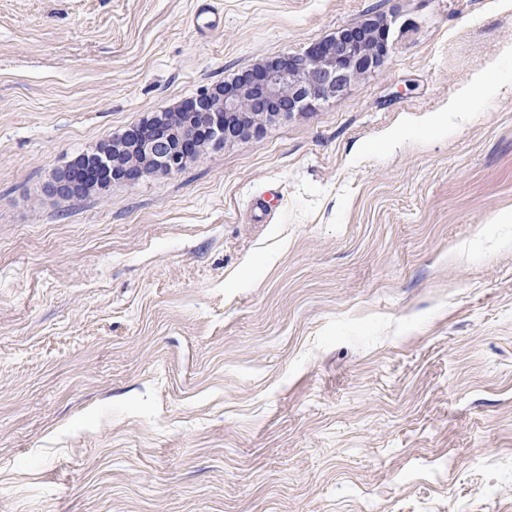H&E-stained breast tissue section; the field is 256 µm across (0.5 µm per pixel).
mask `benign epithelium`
<instances>
[{
  "label": "benign epithelium",
  "mask_w": 512,
  "mask_h": 512,
  "mask_svg": "<svg viewBox=\"0 0 512 512\" xmlns=\"http://www.w3.org/2000/svg\"><path fill=\"white\" fill-rule=\"evenodd\" d=\"M389 54V27L369 14L300 53L263 59L219 92L209 89L183 102L181 109L198 113L201 120L200 128L191 134L174 136L155 112L144 127L127 129L124 138L155 171L178 173L201 158L199 141L207 139L213 146H222L262 133L265 117L286 118L311 111L343 94L356 78L383 67ZM141 179L137 169L105 159H81L55 176L53 190L65 197L78 198L92 191L105 197L112 184H135Z\"/></svg>",
  "instance_id": "benign-epithelium-1"
}]
</instances>
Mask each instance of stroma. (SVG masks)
I'll return each mask as SVG.
<instances>
[{
	"label": "stroma",
	"instance_id": "1",
	"mask_svg": "<svg viewBox=\"0 0 512 512\" xmlns=\"http://www.w3.org/2000/svg\"><path fill=\"white\" fill-rule=\"evenodd\" d=\"M203 2L0 0V512H512V0ZM370 12L344 95L52 192ZM77 159L55 176L53 190L57 194L78 198L93 191L105 197L114 183L134 184L142 179L143 173L140 170L123 167L105 159L91 162Z\"/></svg>",
	"mask_w": 512,
	"mask_h": 512
}]
</instances>
